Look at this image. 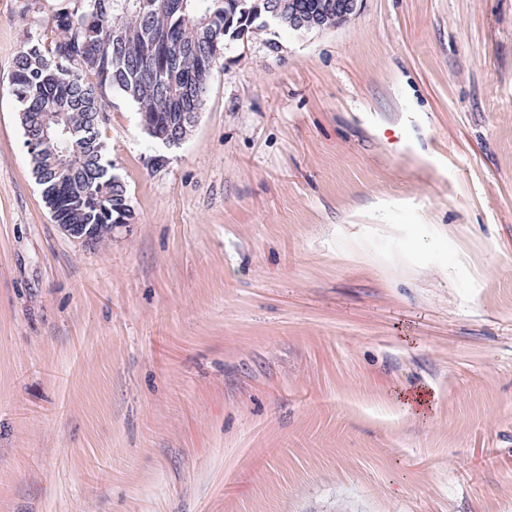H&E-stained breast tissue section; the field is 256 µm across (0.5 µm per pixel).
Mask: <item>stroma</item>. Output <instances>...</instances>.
Returning <instances> with one entry per match:
<instances>
[{
	"mask_svg": "<svg viewBox=\"0 0 512 512\" xmlns=\"http://www.w3.org/2000/svg\"><path fill=\"white\" fill-rule=\"evenodd\" d=\"M0 0V512H512V0L228 41L132 223L43 200ZM423 394V414L395 392Z\"/></svg>",
	"mask_w": 512,
	"mask_h": 512,
	"instance_id": "obj_1",
	"label": "stroma"
}]
</instances>
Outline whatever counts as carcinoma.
Returning a JSON list of instances; mask_svg holds the SVG:
<instances>
[{
	"label": "carcinoma",
	"mask_w": 512,
	"mask_h": 512,
	"mask_svg": "<svg viewBox=\"0 0 512 512\" xmlns=\"http://www.w3.org/2000/svg\"><path fill=\"white\" fill-rule=\"evenodd\" d=\"M249 12L225 0H67L37 22L14 62L13 92L36 180L58 224H87L96 237L133 220L127 188L112 174L101 126L107 92L119 90L139 106L147 135H167L175 112H198L218 59L214 46L244 40L265 0ZM67 125L44 138L43 117L58 109ZM68 158L60 169L54 156Z\"/></svg>",
	"instance_id": "cac0c4a2"
}]
</instances>
